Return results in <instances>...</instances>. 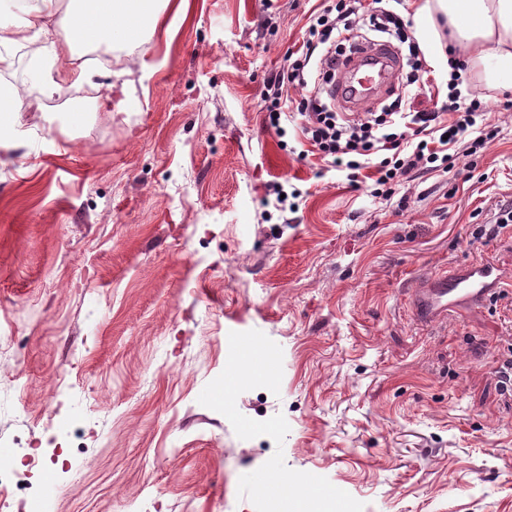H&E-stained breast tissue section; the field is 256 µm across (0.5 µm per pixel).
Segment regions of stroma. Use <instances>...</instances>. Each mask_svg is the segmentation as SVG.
<instances>
[{"label": "stroma", "instance_id": "35a3bbf8", "mask_svg": "<svg viewBox=\"0 0 512 512\" xmlns=\"http://www.w3.org/2000/svg\"><path fill=\"white\" fill-rule=\"evenodd\" d=\"M190 3L52 96L0 71L27 90L0 148V466L54 437L27 479L56 512H512V228L472 236L512 208V90L469 177L401 211L260 108L331 0ZM274 181L297 211L261 205ZM467 262L502 299L419 324L408 288Z\"/></svg>", "mask_w": 512, "mask_h": 512}]
</instances>
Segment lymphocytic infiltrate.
Listing matches in <instances>:
<instances>
[{
	"mask_svg": "<svg viewBox=\"0 0 512 512\" xmlns=\"http://www.w3.org/2000/svg\"><path fill=\"white\" fill-rule=\"evenodd\" d=\"M371 32L407 46L409 81L419 82L426 60L398 12L368 8L362 0H336L333 9L311 15L297 57L286 58L268 80L263 109L278 136L295 126L328 168L347 173L352 182L368 171L370 196L397 200L403 209L410 197L397 195V187L423 171L458 172L463 158L475 163L497 130L487 121L486 104L478 93L461 91V62L452 66L448 102L442 107L411 112L397 98L378 113L336 111L331 87L340 62ZM294 90L300 92L299 100L291 99Z\"/></svg>",
	"mask_w": 512,
	"mask_h": 512,
	"instance_id": "obj_1",
	"label": "lymphocytic infiltrate"
}]
</instances>
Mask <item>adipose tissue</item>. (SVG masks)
I'll return each mask as SVG.
<instances>
[{
	"mask_svg": "<svg viewBox=\"0 0 512 512\" xmlns=\"http://www.w3.org/2000/svg\"><path fill=\"white\" fill-rule=\"evenodd\" d=\"M59 0H33L19 21L0 22V70L12 67L14 48L41 54L38 36L56 15ZM189 0H68L67 32L50 50L55 74L41 83L43 94H52L69 64L84 52L85 36L100 43H123L140 39L145 30L157 29L167 10L187 16ZM416 36L431 52L430 61L447 66L449 48H456L467 64L480 70L487 80L500 83L512 76V0H431L415 13ZM450 29L449 41L440 37V23Z\"/></svg>",
	"mask_w": 512,
	"mask_h": 512,
	"instance_id": "adipose-tissue-1",
	"label": "adipose tissue"
}]
</instances>
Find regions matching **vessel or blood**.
I'll return each mask as SVG.
<instances>
[{
	"mask_svg": "<svg viewBox=\"0 0 512 512\" xmlns=\"http://www.w3.org/2000/svg\"><path fill=\"white\" fill-rule=\"evenodd\" d=\"M400 67V54L391 43L353 49L340 66L337 101L350 112L365 109L379 94L392 92ZM501 280L492 265L463 264L451 274L416 281L407 299L415 319L432 326L456 309L483 304L497 293Z\"/></svg>",
	"mask_w": 512,
	"mask_h": 512,
	"instance_id": "1",
	"label": "vessel or blood"
}]
</instances>
